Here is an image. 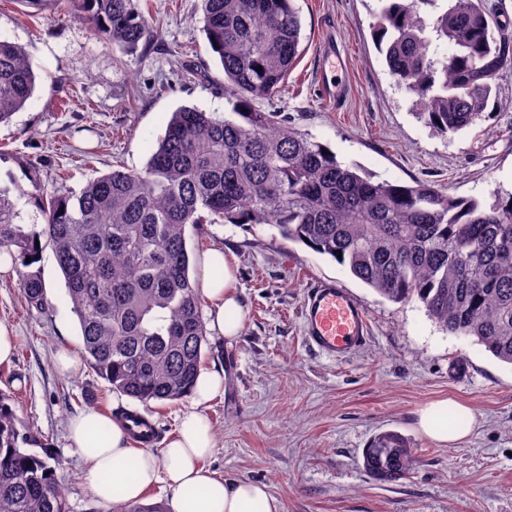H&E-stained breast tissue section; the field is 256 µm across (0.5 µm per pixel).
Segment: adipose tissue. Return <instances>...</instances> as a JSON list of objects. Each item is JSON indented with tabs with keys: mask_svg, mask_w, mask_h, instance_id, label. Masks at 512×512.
I'll return each mask as SVG.
<instances>
[{
	"mask_svg": "<svg viewBox=\"0 0 512 512\" xmlns=\"http://www.w3.org/2000/svg\"><path fill=\"white\" fill-rule=\"evenodd\" d=\"M199 292L210 305L208 328L216 336L231 341L243 329L245 313L239 302L233 264L222 249H207L199 258ZM224 389L219 375L200 371L194 383L195 408L185 411L179 426L160 452L135 447L119 420L89 408L70 422V439L85 460L89 490L100 501L114 499L115 487L123 497L141 500L157 483H167L174 491L172 512H281V503L267 486L249 480L222 478L206 465L216 447L215 434L201 403ZM470 409L451 399L432 402L417 413L421 433L439 444L465 439ZM109 429L107 439L97 430Z\"/></svg>",
	"mask_w": 512,
	"mask_h": 512,
	"instance_id": "obj_1",
	"label": "adipose tissue"
}]
</instances>
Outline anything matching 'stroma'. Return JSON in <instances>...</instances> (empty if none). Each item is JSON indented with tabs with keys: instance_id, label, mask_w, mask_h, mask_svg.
Instances as JSON below:
<instances>
[{
	"instance_id": "obj_1",
	"label": "stroma",
	"mask_w": 512,
	"mask_h": 512,
	"mask_svg": "<svg viewBox=\"0 0 512 512\" xmlns=\"http://www.w3.org/2000/svg\"><path fill=\"white\" fill-rule=\"evenodd\" d=\"M302 54L287 81L258 108L377 180L428 181L484 202L512 193V70L497 75V98L458 134H431L412 115L413 97L389 74L371 36L377 0H294ZM153 35L133 52L100 41L68 0L26 7L0 0V40L21 45L36 89L0 125V184L77 191L119 164L142 169L172 112L194 106L224 113V73L202 31L198 0H140ZM191 258L212 246L236 259L246 311L239 339L208 338L202 367L224 372V390L203 407L216 434L209 465L220 476L264 483L282 512H512V365L474 339L442 331L417 300L389 301L329 256L284 240L267 224H207L188 230ZM39 267L50 312L30 311L15 269L0 271V324L16 338L0 364V393L21 433L43 443L70 512H113L89 493L86 465L68 425L81 409L120 415L139 404L113 392L81 359L73 374L55 364L59 347L82 341L51 248ZM336 280L363 305L370 339L330 359L303 340L309 284ZM450 398L475 423L455 445L416 425L428 403ZM395 430L415 449L403 480L381 483L362 468V450Z\"/></svg>"
}]
</instances>
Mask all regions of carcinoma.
Returning a JSON list of instances; mask_svg holds the SVG:
<instances>
[{"mask_svg": "<svg viewBox=\"0 0 512 512\" xmlns=\"http://www.w3.org/2000/svg\"><path fill=\"white\" fill-rule=\"evenodd\" d=\"M98 38L125 51L150 39L139 0H71ZM203 31L224 71L235 118L194 107L172 113L140 171L116 166L78 192L34 197L44 224L21 223L0 187V249L21 262L29 306L46 307L42 242L61 269L87 360L113 390L145 407L191 392L206 328L190 278L186 228L269 224L331 257L392 302L419 300L451 335L470 337L512 365V195L485 205L426 182L375 181L254 101L275 92L300 56L294 0H199ZM374 37L388 72L418 96L415 119L448 135L487 111L496 76L512 69V32L485 0H379ZM262 71H257V68ZM22 46L0 41V124L33 97ZM0 395V512H69L47 461L21 445ZM408 438L376 434L363 468L380 482L406 478ZM114 512H167L122 502Z\"/></svg>", "mask_w": 512, "mask_h": 512, "instance_id": "carcinoma-1", "label": "carcinoma"}]
</instances>
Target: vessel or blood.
Wrapping results in <instances>:
<instances>
[{
	"mask_svg": "<svg viewBox=\"0 0 512 512\" xmlns=\"http://www.w3.org/2000/svg\"><path fill=\"white\" fill-rule=\"evenodd\" d=\"M306 343L319 354L340 358L366 345L370 323L362 304L336 281H313L301 308ZM130 429L142 436L144 445L156 444L160 432L140 412L127 415Z\"/></svg>",
	"mask_w": 512,
	"mask_h": 512,
	"instance_id": "b4317fda",
	"label": "vessel or blood"
}]
</instances>
